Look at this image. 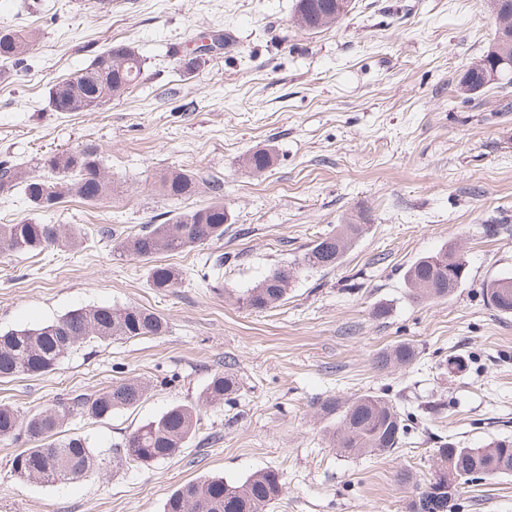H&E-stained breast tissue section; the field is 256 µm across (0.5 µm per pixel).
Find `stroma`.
Returning <instances> with one entry per match:
<instances>
[{"instance_id": "stroma-1", "label": "stroma", "mask_w": 512, "mask_h": 512, "mask_svg": "<svg viewBox=\"0 0 512 512\" xmlns=\"http://www.w3.org/2000/svg\"><path fill=\"white\" fill-rule=\"evenodd\" d=\"M294 4L0 0L1 24L38 37L23 63L0 59V161L41 174L49 154L92 143L116 182L102 201L68 198L47 213L0 193V224L87 233L73 251L0 257V330L100 304L141 305L168 322L163 335L89 343L50 374L0 381V404L33 413L124 376L149 379L132 409L70 418L67 432L106 452L196 402L215 372L232 368L241 383L234 403L205 409L193 442L146 469L107 462L68 484L22 481L10 460L25 440L0 441V512H163L186 482L268 468L284 486L273 512H407L437 438L512 440V315L481 293L512 273V90L489 87L466 104L454 93L496 18L486 0H355L341 23L312 34L292 27ZM203 37L217 49L186 70ZM118 43L144 60L134 90L94 112L54 111L52 86ZM259 149L271 166L247 172L243 158ZM178 169L200 182L185 204L156 191ZM215 182L232 215L223 240L149 263L116 252L155 215L208 205ZM348 222L364 231L336 268L298 275L265 312L236 304ZM446 246L465 256V281L447 299L412 300L405 269ZM154 264L181 270V287L153 288ZM399 341L415 346L413 364L378 370V354ZM456 357L466 370L450 367ZM366 392L438 409L398 451L354 457L332 447L314 411ZM454 512H512V473L467 484Z\"/></svg>"}]
</instances>
